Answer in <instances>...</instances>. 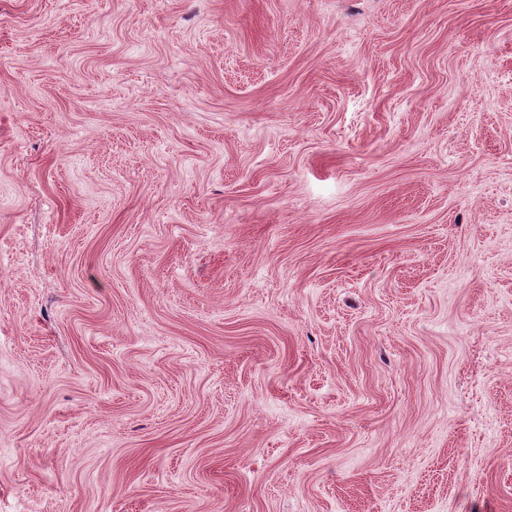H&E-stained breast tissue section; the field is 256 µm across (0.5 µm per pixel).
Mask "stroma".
I'll use <instances>...</instances> for the list:
<instances>
[{"label": "stroma", "instance_id": "obj_1", "mask_svg": "<svg viewBox=\"0 0 512 512\" xmlns=\"http://www.w3.org/2000/svg\"><path fill=\"white\" fill-rule=\"evenodd\" d=\"M0 512H512V0H0Z\"/></svg>", "mask_w": 512, "mask_h": 512}]
</instances>
